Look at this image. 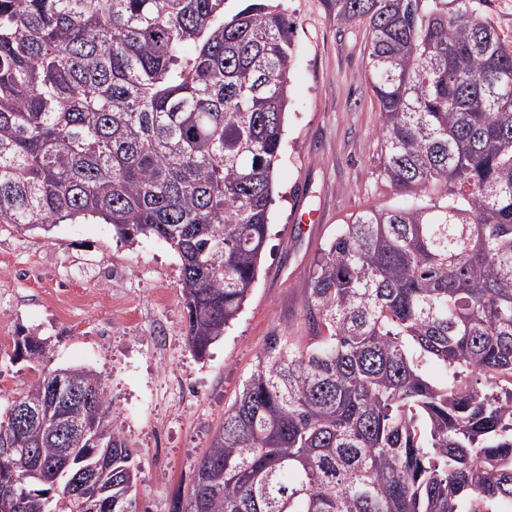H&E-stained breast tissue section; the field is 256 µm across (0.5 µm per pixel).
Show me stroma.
Masks as SVG:
<instances>
[{
	"label": "stroma",
	"mask_w": 512,
	"mask_h": 512,
	"mask_svg": "<svg viewBox=\"0 0 512 512\" xmlns=\"http://www.w3.org/2000/svg\"><path fill=\"white\" fill-rule=\"evenodd\" d=\"M279 4L296 30L270 237L241 313L205 357L187 346L181 263L165 242L130 245L91 221L48 232L0 224V410L36 376L10 358L20 332L46 339V367L100 373L112 426L142 469L137 512H170L187 493L271 337L309 336L321 248L351 215L403 203L380 176L364 27L336 24L323 0ZM309 212L318 223L302 222Z\"/></svg>",
	"instance_id": "obj_1"
}]
</instances>
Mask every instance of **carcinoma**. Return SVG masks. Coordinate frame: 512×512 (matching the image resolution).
I'll list each match as a JSON object with an SVG mask.
<instances>
[{
    "label": "carcinoma",
    "instance_id": "carcinoma-1",
    "mask_svg": "<svg viewBox=\"0 0 512 512\" xmlns=\"http://www.w3.org/2000/svg\"><path fill=\"white\" fill-rule=\"evenodd\" d=\"M325 5L368 32L382 178L443 195L363 211L322 249L312 342L264 351L171 512H512V53L467 0ZM293 30L266 3L227 18L224 0H0V224L94 218L126 243L164 241L205 356L267 244ZM46 347L23 334L11 359L33 369ZM68 372L90 398L51 418L83 441L39 426L20 447L71 475L97 449L112 494L79 501L16 457L0 461V485L26 491L11 512H137L106 385ZM55 373L22 399L45 398Z\"/></svg>",
    "mask_w": 512,
    "mask_h": 512
}]
</instances>
